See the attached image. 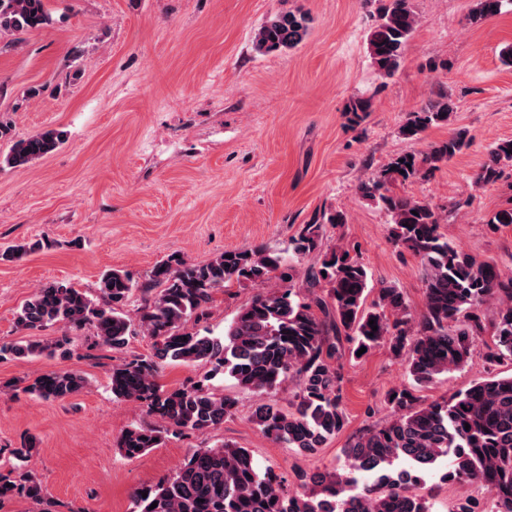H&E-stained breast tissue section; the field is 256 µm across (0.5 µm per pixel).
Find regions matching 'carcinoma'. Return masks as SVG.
I'll list each match as a JSON object with an SVG mask.
<instances>
[{
  "mask_svg": "<svg viewBox=\"0 0 512 512\" xmlns=\"http://www.w3.org/2000/svg\"><path fill=\"white\" fill-rule=\"evenodd\" d=\"M504 0H476L470 22L501 13ZM49 22L45 0H0V34L38 30ZM418 25L411 0H381L369 29L367 49L379 76L395 75L405 48ZM309 16L299 10L277 12L255 32V48L264 53L297 46L307 36ZM371 111L368 99L348 107L358 123ZM455 112L448 96L413 111L401 134L418 138L429 127L448 122ZM64 141L48 130L18 140L6 163L22 166L54 151ZM469 145L458 130L420 155L402 154L358 185L360 193L387 212L395 246L420 260L424 307L413 314L402 289L382 285L373 290L365 266L341 249L321 266L304 271V285L267 291L261 285L280 271L292 282L290 261L317 249L323 224H344L338 211L303 226L288 247L266 246L231 250L204 264L170 256L157 263L143 280L112 270L100 281L101 301L67 281L48 283L32 295L17 316V326L39 330L59 325L93 329L90 349L121 350L132 335L133 322L153 339V353L135 356L112 367L109 387L114 398L146 403L158 426L125 430L116 447L129 459L161 445L172 427L205 435L219 429L237 410V401L218 396L203 384L167 389L157 380L165 364L206 362L258 397L251 419L275 444L313 452L340 434L347 423L343 409L341 360L380 344L404 357L411 386L388 393L393 416L385 424L360 431L349 443L345 471L301 472L297 490L286 489V478L271 466L259 467L250 452L228 443L197 449L176 472L135 493L137 512H430L418 493L427 473L446 467L445 483L489 486L491 507L461 498L451 512H512V374L490 375L439 401L426 402L417 391L468 362L476 339L484 342L490 366L512 361V278L454 245L441 231L442 216L428 202L390 193L389 185L424 178ZM512 163V139L492 144L476 181L497 180ZM259 286L224 328V337L202 335L186 328L188 321L206 319L215 291L229 284ZM375 299L368 300L371 292ZM140 305L135 316L126 310L134 294ZM496 300L494 316L485 306ZM377 331H372L369 321ZM31 342L7 349L17 357L50 356L66 343ZM0 347V354L7 351ZM300 380L295 408L285 412L265 401L289 375ZM87 380L75 371L37 375L25 391L42 399L64 400ZM470 429H465V426ZM33 443L12 450L17 478L0 474V504L16 496L44 503L42 484L22 472ZM156 507H151L152 503Z\"/></svg>",
  "mask_w": 512,
  "mask_h": 512,
  "instance_id": "obj_1",
  "label": "carcinoma"
}]
</instances>
